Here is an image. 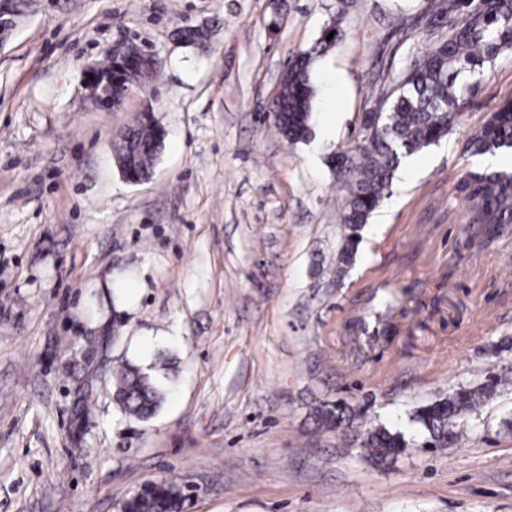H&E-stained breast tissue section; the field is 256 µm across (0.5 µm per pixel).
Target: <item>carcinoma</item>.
Returning a JSON list of instances; mask_svg holds the SVG:
<instances>
[{
    "label": "carcinoma",
    "instance_id": "carcinoma-1",
    "mask_svg": "<svg viewBox=\"0 0 512 512\" xmlns=\"http://www.w3.org/2000/svg\"><path fill=\"white\" fill-rule=\"evenodd\" d=\"M349 0H336V14L322 29L316 43L296 53L281 79V89L269 112L281 134L293 143L312 137V112L316 96L313 72L320 58L342 39ZM461 15L450 27L447 38L415 58L401 78L399 94L390 107L370 115L363 124L352 151L342 154L346 166L337 170L345 181L340 220L348 233L337 261L350 264L357 252V231L379 207L404 157L438 143L448 135L480 84L485 72L506 51H512V0H482L460 4L441 0L434 20ZM332 39H327V36ZM176 36L187 47L207 52L208 33L188 25ZM164 142V133L153 115H140L126 126L113 145L119 172L137 181L148 179ZM474 154L512 151V102L500 105L480 133L470 142ZM471 202L469 223L488 237L512 224V171L474 172L466 182ZM460 390L446 400L417 409L413 421L430 443L444 447L462 434L459 420L476 410L499 384ZM113 398L124 412L138 419L151 417L166 397L152 374L125 365L117 371ZM362 417L361 411L346 406L327 408L321 422L337 427L345 420ZM365 445L377 456H395L409 447L404 433L384 426L367 432ZM181 487L167 479L158 480L129 496L122 512H181Z\"/></svg>",
    "mask_w": 512,
    "mask_h": 512
}]
</instances>
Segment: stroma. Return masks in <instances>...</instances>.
I'll list each match as a JSON object with an SVG mask.
<instances>
[{"label": "stroma", "mask_w": 512, "mask_h": 512, "mask_svg": "<svg viewBox=\"0 0 512 512\" xmlns=\"http://www.w3.org/2000/svg\"><path fill=\"white\" fill-rule=\"evenodd\" d=\"M438 2L352 0L298 144L268 106L336 0H36L18 19L0 44V512H120L162 477L183 512H512V224L477 236L465 188L512 52L336 261L326 158L447 37ZM186 25L206 55L175 40ZM125 45L158 68L115 110L86 77ZM147 108L164 149L131 184L112 141ZM162 359V407L126 416L114 368ZM492 375L509 381L462 436L422 447L414 410ZM336 403L362 419L320 426ZM381 425L410 448L376 459ZM176 36L186 46L192 47L201 53L207 52L208 33L202 27L188 25L180 28Z\"/></svg>", "instance_id": "stroma-1"}]
</instances>
